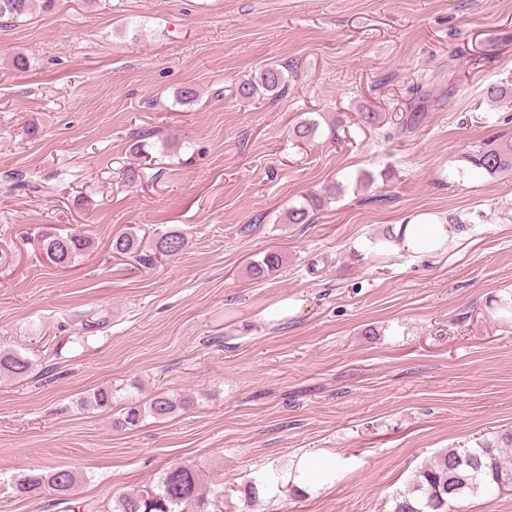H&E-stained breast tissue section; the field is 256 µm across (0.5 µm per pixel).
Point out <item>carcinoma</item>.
<instances>
[{"instance_id": "carcinoma-1", "label": "carcinoma", "mask_w": 512, "mask_h": 512, "mask_svg": "<svg viewBox=\"0 0 512 512\" xmlns=\"http://www.w3.org/2000/svg\"><path fill=\"white\" fill-rule=\"evenodd\" d=\"M55 0H0V20L18 22L41 9L51 10ZM284 74L279 65L268 66L253 78L245 79L236 89L237 97L250 100L260 94H281L284 88ZM343 120L336 118L321 129L319 121L308 119L296 124L292 130L296 142H310L322 134L331 140L338 139ZM471 168L495 179L504 172L512 171V140L501 141L492 136L478 149L463 156ZM342 192V185L332 182L321 189V193H311L305 202L288 209L290 224H306L310 211L321 207L324 201L334 199ZM42 249L54 252V265L61 268L75 266L80 257L86 254L92 242L77 234L46 233L40 239ZM188 245L187 237L177 231L163 233L144 246L137 233L130 231L112 237V253L136 258L144 265L156 262V256L171 257L182 252ZM282 265L276 253H267L251 263L250 272L262 278L278 270ZM35 368V361L17 350L0 347V377L23 378ZM178 409V403L171 395L161 392L153 395L147 409L132 404L124 414L114 421V426L130 429L139 424L143 414L148 413L157 419L171 416ZM512 447V431L501 434L493 441L459 453L448 449L415 471L407 489L392 498V512H448L455 501L477 493L482 488L512 485V461L506 459L504 449ZM79 481L78 475L67 468H56L34 473L19 481L17 491L33 495L44 487L55 491L60 500L65 501L74 492ZM212 499L204 492L203 479L194 469L178 465L163 472L158 484L147 490L124 492L115 500L112 512H212Z\"/></svg>"}]
</instances>
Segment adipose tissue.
<instances>
[{
  "mask_svg": "<svg viewBox=\"0 0 512 512\" xmlns=\"http://www.w3.org/2000/svg\"><path fill=\"white\" fill-rule=\"evenodd\" d=\"M463 234L460 225L430 213H420L395 225L384 249L406 254L412 259L436 258L447 253L449 244Z\"/></svg>",
  "mask_w": 512,
  "mask_h": 512,
  "instance_id": "adipose-tissue-1",
  "label": "adipose tissue"
}]
</instances>
